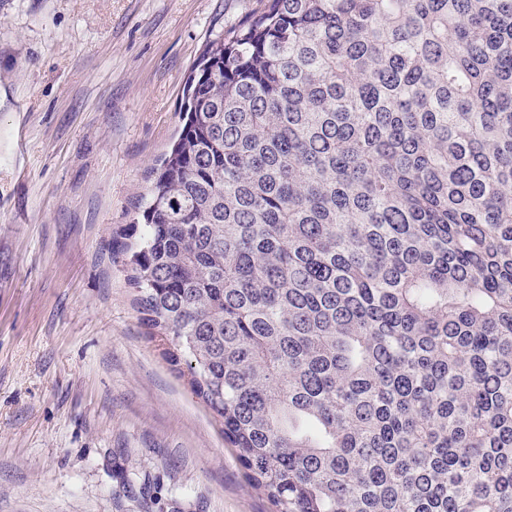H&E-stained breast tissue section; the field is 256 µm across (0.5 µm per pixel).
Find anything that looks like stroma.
Segmentation results:
<instances>
[{
  "mask_svg": "<svg viewBox=\"0 0 512 512\" xmlns=\"http://www.w3.org/2000/svg\"><path fill=\"white\" fill-rule=\"evenodd\" d=\"M260 0H0V512H273L114 240Z\"/></svg>",
  "mask_w": 512,
  "mask_h": 512,
  "instance_id": "obj_1",
  "label": "stroma"
}]
</instances>
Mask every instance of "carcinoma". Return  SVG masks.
Wrapping results in <instances>:
<instances>
[{
    "mask_svg": "<svg viewBox=\"0 0 512 512\" xmlns=\"http://www.w3.org/2000/svg\"><path fill=\"white\" fill-rule=\"evenodd\" d=\"M116 251L275 512H512V0H262Z\"/></svg>",
    "mask_w": 512,
    "mask_h": 512,
    "instance_id": "carcinoma-1",
    "label": "carcinoma"
}]
</instances>
